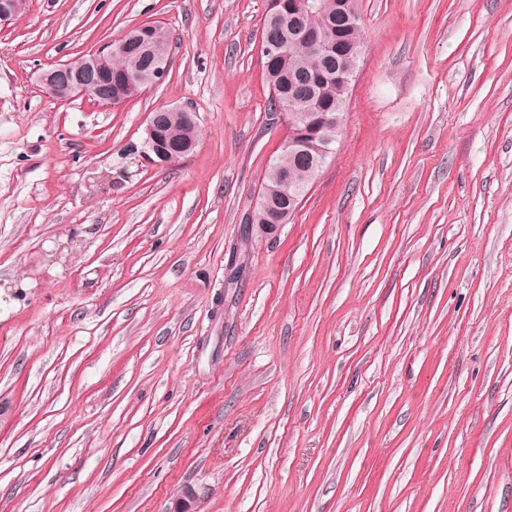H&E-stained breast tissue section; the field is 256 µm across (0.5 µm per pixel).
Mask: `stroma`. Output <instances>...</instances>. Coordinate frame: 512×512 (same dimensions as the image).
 Masks as SVG:
<instances>
[{
  "instance_id": "35a3bbf8",
  "label": "stroma",
  "mask_w": 512,
  "mask_h": 512,
  "mask_svg": "<svg viewBox=\"0 0 512 512\" xmlns=\"http://www.w3.org/2000/svg\"><path fill=\"white\" fill-rule=\"evenodd\" d=\"M266 7L29 0L0 28V512H512V0H361L336 154L247 237L287 134ZM145 21L161 85L42 92ZM161 106L200 125L166 165Z\"/></svg>"
}]
</instances>
